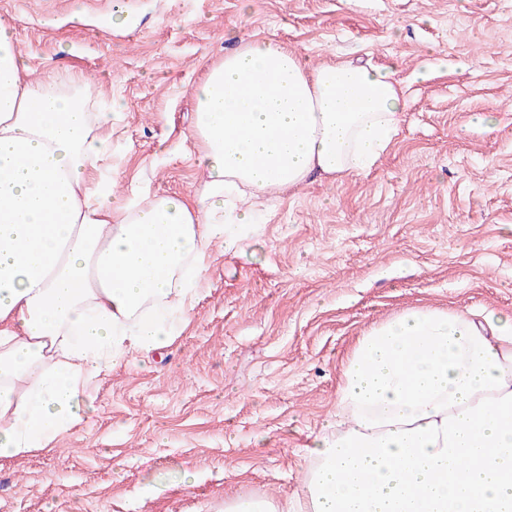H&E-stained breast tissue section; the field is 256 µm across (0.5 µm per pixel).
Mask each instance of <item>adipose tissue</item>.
<instances>
[{"label": "adipose tissue", "mask_w": 512, "mask_h": 512, "mask_svg": "<svg viewBox=\"0 0 512 512\" xmlns=\"http://www.w3.org/2000/svg\"><path fill=\"white\" fill-rule=\"evenodd\" d=\"M0 19V458L52 453L102 375L194 315L213 243L248 246L260 204L367 172L403 105L395 67H311L242 42L193 89L194 203L140 202L83 82L31 80ZM291 500L224 512H512V314L406 309L360 336Z\"/></svg>", "instance_id": "ef3b65f1"}]
</instances>
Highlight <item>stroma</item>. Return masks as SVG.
<instances>
[{
	"mask_svg": "<svg viewBox=\"0 0 512 512\" xmlns=\"http://www.w3.org/2000/svg\"><path fill=\"white\" fill-rule=\"evenodd\" d=\"M38 77L83 76L125 185L192 198L193 84L252 35L313 64H397L405 108L367 174L264 206L215 245L194 319L102 377L57 453L0 464V512H220L298 490L357 338L429 305L512 312V5L504 0H0ZM428 59L448 65L430 78Z\"/></svg>",
	"mask_w": 512,
	"mask_h": 512,
	"instance_id": "stroma-1",
	"label": "stroma"
}]
</instances>
